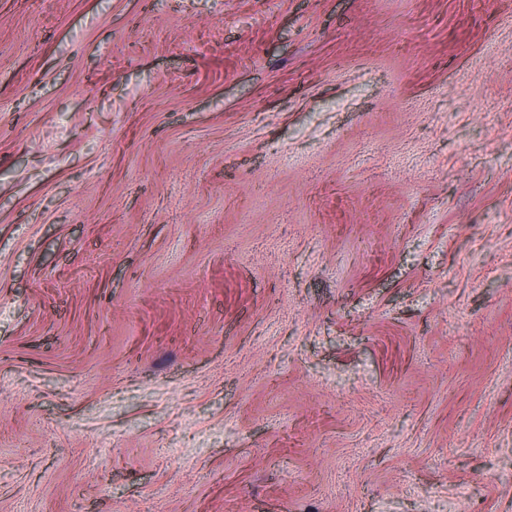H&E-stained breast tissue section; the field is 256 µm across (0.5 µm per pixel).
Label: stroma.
<instances>
[{"mask_svg": "<svg viewBox=\"0 0 512 512\" xmlns=\"http://www.w3.org/2000/svg\"><path fill=\"white\" fill-rule=\"evenodd\" d=\"M0 512H512V0H0Z\"/></svg>", "mask_w": 512, "mask_h": 512, "instance_id": "obj_1", "label": "stroma"}]
</instances>
